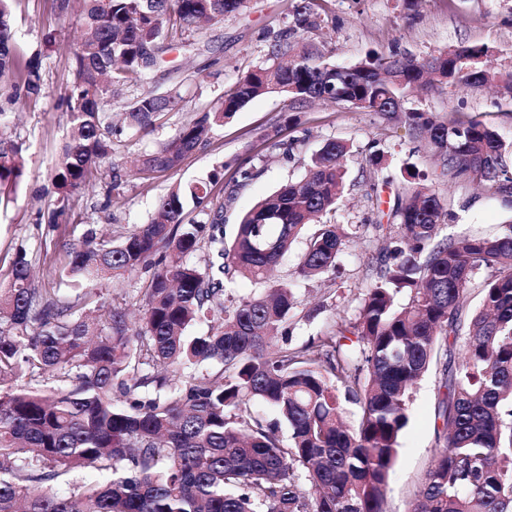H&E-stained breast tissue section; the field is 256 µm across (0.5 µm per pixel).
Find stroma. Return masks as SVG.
<instances>
[{
  "label": "stroma",
  "instance_id": "obj_1",
  "mask_svg": "<svg viewBox=\"0 0 512 512\" xmlns=\"http://www.w3.org/2000/svg\"><path fill=\"white\" fill-rule=\"evenodd\" d=\"M290 3L251 0L247 11L209 25L205 43L191 51L178 48L170 52L168 64L154 73L153 84L161 89L177 85L182 97L180 110L167 113L148 131L124 128L113 134V160L125 174L121 185L113 186L107 173L92 187L77 191L68 215L52 230L46 221L57 206V195L48 173L66 141L65 96L73 78L72 50L79 21L76 14H61L60 0H14L15 52L19 61L38 63L41 91L14 101L10 87L0 88V110L6 113L11 135L27 161L26 175L14 193L0 199V287L9 283L13 260L22 249L35 257L39 281L55 287L69 244L78 242L87 225L116 235L146 223L159 197L179 183L213 178L211 198L216 203L227 193H235V202L224 210V231L233 235L241 215L279 184L301 176L311 153L327 139L342 140L352 147L346 159L344 197L336 211L337 223L352 236L336 272L315 280H295L298 305L288 320L289 345L297 347L323 334L336 311L354 316L357 298L380 248L374 232L363 233L359 227L370 223L375 211L388 210L406 165L426 173L457 213V222L445 226L444 235L490 233L512 217V212L489 198L485 190L443 178L424 142L368 113L342 104H315L299 112L297 125L278 129L285 102L277 95L249 102L216 128L208 142L186 156L176 171L150 180L134 175L132 167L141 155L170 139L198 111L213 106L225 85L263 61L266 35L287 26ZM325 10L321 29L309 33L307 40L340 64L357 62L371 51L386 54L395 49L424 57L464 45H484L498 70L512 71V0H422L414 11L407 10L403 0H327ZM403 106L447 120H479L492 125L504 141H512V99L488 88L447 85L414 91ZM274 134L298 139L292 159L272 149L270 137ZM376 140L384 148L385 161L372 169L365 156ZM251 157L263 166V174L232 189L230 165ZM148 278V273L139 269L127 274L120 284L99 282L104 304H126L132 317H139L136 294ZM322 303L327 304V311L317 312ZM437 385L438 374L432 371L412 391L410 420L389 479L387 512H408L434 455Z\"/></svg>",
  "mask_w": 512,
  "mask_h": 512
}]
</instances>
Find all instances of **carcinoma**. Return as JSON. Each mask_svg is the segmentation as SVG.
<instances>
[{
	"label": "carcinoma",
	"instance_id": "obj_1",
	"mask_svg": "<svg viewBox=\"0 0 512 512\" xmlns=\"http://www.w3.org/2000/svg\"><path fill=\"white\" fill-rule=\"evenodd\" d=\"M249 0H62L81 34L66 97L70 134L50 170L59 207L98 179L114 152L112 110L148 130L179 109L173 88L151 86L175 36L188 42ZM321 0H296L288 27L271 36L265 62L224 88L217 105L141 156L136 174L174 171L252 100L281 94V115L321 100L347 103L426 142L440 174L483 186L512 209L507 145L481 121L448 122L407 111L415 85L498 84L512 96V72L492 68L483 46L437 56L372 54L339 66L306 33L323 22ZM40 91L33 65L20 67L8 0H0V78ZM350 145L326 140L305 177L289 181L244 213L224 241V207L210 225L185 224L186 198L210 203L211 181L175 186L154 218L121 240L89 227L61 276L72 297L45 288L17 253L0 288V512H385L388 480L409 421L413 385L441 373L434 405L435 453L409 512H512V218L493 234L440 236L455 218L412 170L373 224L379 268L341 318L298 348L279 344L297 297L274 271L305 238L295 270L316 279L336 270L346 234L335 223ZM247 161L231 174L239 188L261 176ZM25 173L22 147L0 128V188ZM206 250L221 263L201 267ZM152 270L140 291L143 316L99 302L92 285ZM269 285L235 298L224 276ZM482 308L469 309V295ZM407 293L406 303L397 296ZM466 336L462 362L450 342ZM217 362L221 369L209 371ZM359 406L344 422V402ZM262 403L277 420L254 412ZM288 426V439L280 424Z\"/></svg>",
	"mask_w": 512,
	"mask_h": 512
}]
</instances>
